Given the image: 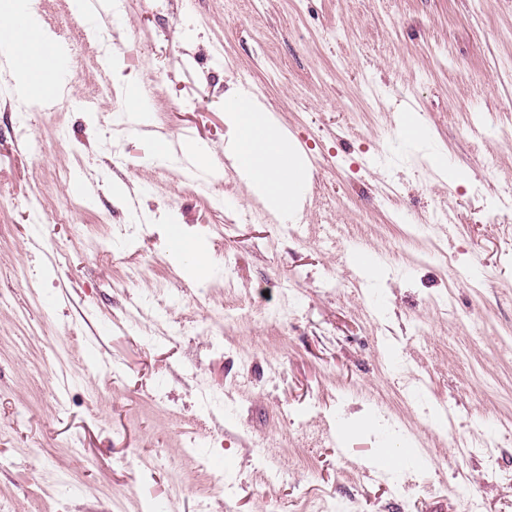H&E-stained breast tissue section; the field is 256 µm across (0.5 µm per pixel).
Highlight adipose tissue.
Wrapping results in <instances>:
<instances>
[{
	"label": "adipose tissue",
	"instance_id": "ef3b65f1",
	"mask_svg": "<svg viewBox=\"0 0 512 512\" xmlns=\"http://www.w3.org/2000/svg\"><path fill=\"white\" fill-rule=\"evenodd\" d=\"M21 0H0V40L9 46V71L13 82L23 87L39 85L52 97L62 90L61 82L43 75L41 53L44 39L36 25L16 27L13 18ZM236 128L235 163L246 174L251 189L280 214L293 210V201L303 188L307 171L295 148L257 111L244 91L226 98Z\"/></svg>",
	"mask_w": 512,
	"mask_h": 512
}]
</instances>
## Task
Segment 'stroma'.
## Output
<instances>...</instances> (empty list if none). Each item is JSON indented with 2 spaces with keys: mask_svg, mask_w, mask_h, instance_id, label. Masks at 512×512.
I'll return each mask as SVG.
<instances>
[{
  "mask_svg": "<svg viewBox=\"0 0 512 512\" xmlns=\"http://www.w3.org/2000/svg\"><path fill=\"white\" fill-rule=\"evenodd\" d=\"M33 20L66 49L72 102L48 111L0 72V512H467L461 484L512 512V0H43ZM134 80L143 133L120 110ZM232 88L303 146L305 239L239 219L261 201L225 162ZM182 141L211 194L158 161ZM172 226L233 255V293L218 262L173 257ZM482 433L509 479L452 445ZM271 461L288 484L264 483Z\"/></svg>",
  "mask_w": 512,
  "mask_h": 512,
  "instance_id": "35a3bbf8",
  "label": "stroma"
}]
</instances>
